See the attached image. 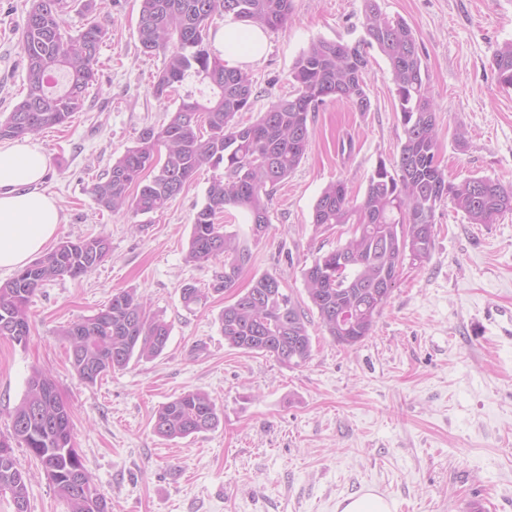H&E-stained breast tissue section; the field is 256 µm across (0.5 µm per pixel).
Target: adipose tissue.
Listing matches in <instances>:
<instances>
[{
  "mask_svg": "<svg viewBox=\"0 0 512 512\" xmlns=\"http://www.w3.org/2000/svg\"><path fill=\"white\" fill-rule=\"evenodd\" d=\"M219 56L238 64L258 61L266 35L257 26L226 18L214 37ZM48 158L30 138L0 141V272L20 269L56 235L60 208L39 188Z\"/></svg>",
  "mask_w": 512,
  "mask_h": 512,
  "instance_id": "adipose-tissue-1",
  "label": "adipose tissue"
}]
</instances>
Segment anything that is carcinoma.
I'll use <instances>...</instances> for the list:
<instances>
[{"label": "carcinoma", "instance_id": "carcinoma-1", "mask_svg": "<svg viewBox=\"0 0 512 512\" xmlns=\"http://www.w3.org/2000/svg\"><path fill=\"white\" fill-rule=\"evenodd\" d=\"M363 35L354 42L317 39L296 59L293 91L273 103L249 125L239 116L251 107L253 82L240 68L212 74L218 56L208 45L209 21L216 13L263 30L283 27L291 0H140L137 35L144 52L164 56V67L152 94L168 99L187 80L195 90L170 113L168 121L142 129L137 145L125 150L90 188L110 211L131 208L137 214L163 209L203 168L213 171L206 202L196 213L186 260L195 265L224 261L211 291L233 287L251 258L238 235L219 217L231 208L250 216L253 235L267 228L268 201L276 186L298 167L311 145L309 114L328 100L357 112L370 110L364 73L366 49L386 58L403 127L399 156L379 160L361 200L349 196L345 182L328 184L313 208L312 223L349 224L345 243L320 255L304 271L306 290L332 340L354 346L370 335L396 285L405 260L422 263L434 244L437 206L448 201L470 224H493L512 213V185L487 177L448 180L439 161L435 110L428 96L424 62L410 27L388 17L378 0H363ZM68 0H33L21 35L26 59V93L5 119L0 140L62 126L84 107L96 82L100 45L107 25L93 18L75 37L62 33ZM498 83L512 89V42L493 54ZM106 236L61 241L28 266L0 283V337L17 343L30 335L29 303L35 291L57 277L78 279L91 274L110 254ZM208 291L188 284L181 289L185 306L207 299ZM224 342L246 353L261 352L294 369L312 356L305 311L282 286L264 274L251 288L224 306L220 317ZM71 366L86 384L126 368L134 357L160 355L170 337L168 323L147 312L135 290H119L96 315L63 331ZM53 381L36 371L28 391L11 414V438L39 461L70 512H112L97 492L75 450L72 409L55 398ZM217 407L208 394L187 391L158 408L153 430L167 440L215 429ZM0 497L13 512H28V487L0 439Z\"/></svg>", "mask_w": 512, "mask_h": 512}]
</instances>
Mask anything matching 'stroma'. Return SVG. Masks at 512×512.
<instances>
[{"instance_id": "1", "label": "stroma", "mask_w": 512, "mask_h": 512, "mask_svg": "<svg viewBox=\"0 0 512 512\" xmlns=\"http://www.w3.org/2000/svg\"><path fill=\"white\" fill-rule=\"evenodd\" d=\"M32 3L0 0L1 117L26 92L21 33ZM379 4L416 37L449 179L512 183V90L499 86L492 68L495 50L512 41V0ZM139 9L140 0H102L109 33L83 110L67 126L32 136L48 158L43 187L63 217L56 241L104 235L111 254L87 277H59L36 290L27 343L0 338V435H9L8 414L39 368L71 406L76 448L112 512H336L368 489L408 512H512V338L503 332L512 310V214L471 224L450 204L438 205L429 259L403 265L370 336L351 348L331 340L303 272L351 228L315 227L314 204L342 179L362 199L378 161L396 158L403 140L388 63L371 48L370 110L329 102L310 113L311 146L273 193L265 233L253 237L243 210L225 213L251 259L234 289L211 292L221 263L186 260L211 171L201 170L156 213L112 212L89 192L143 127L162 125L182 102L152 95L164 58L143 53ZM362 23L363 0H292L287 24L266 34V55L246 67L254 95L241 121L256 122L292 92L294 62L313 40L357 41ZM345 138L352 141L347 155L337 149ZM267 273L307 314L313 351L303 367L242 352L220 331L225 304ZM187 284L209 289L207 302L184 306ZM126 288L169 324L167 346L84 384L62 330ZM189 390L215 401L218 427L158 437L154 412ZM13 453L31 475L29 512H69L28 449L17 445Z\"/></svg>"}]
</instances>
